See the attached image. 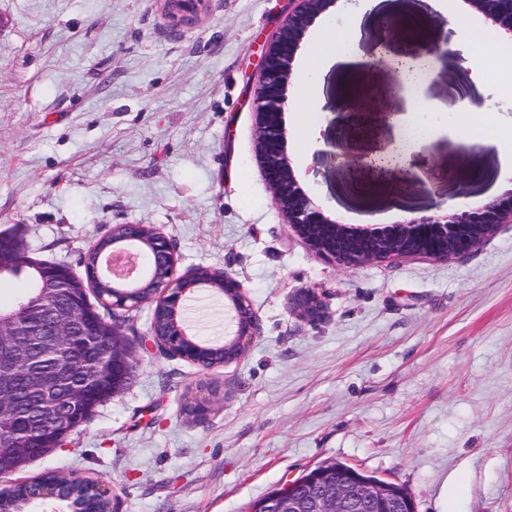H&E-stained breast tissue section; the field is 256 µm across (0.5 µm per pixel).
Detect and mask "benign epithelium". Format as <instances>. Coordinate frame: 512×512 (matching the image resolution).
<instances>
[{
    "instance_id": "1",
    "label": "benign epithelium",
    "mask_w": 512,
    "mask_h": 512,
    "mask_svg": "<svg viewBox=\"0 0 512 512\" xmlns=\"http://www.w3.org/2000/svg\"><path fill=\"white\" fill-rule=\"evenodd\" d=\"M496 28L512 35V0H469ZM336 0H296V6L266 43L259 87L255 98L257 115L256 152L265 180L289 227L320 256L345 268L395 258L425 257L443 260L465 255L478 247L500 224L512 223V193L496 198L480 209L465 210L462 204L434 215L414 217L390 225H347L327 216L306 193L297 179L287 153L283 114L288 105V85L293 62L313 21ZM379 62L393 73L391 92L401 93L417 80V62L434 60L453 81L457 69L452 53L440 40L419 37L410 40L411 49L402 54L403 27L391 16L378 23ZM407 142H395L387 153L357 156L350 152L345 134L336 141L346 181L355 184L364 168L394 174L413 193L429 190V184L408 163ZM112 262L128 261L129 269L107 273L102 264L86 270L92 284L107 276L121 281L112 297L135 305L155 304L151 324L154 347L165 355L188 359V350L198 351L199 342L189 335L181 310L186 294L204 285L202 271L177 273L178 259L172 240L144 224H119L112 228ZM30 262L16 237L0 235V274ZM210 283L227 302L235 324L225 339L222 364L241 358L250 347L256 321L240 283L224 273H208ZM76 287L66 268L43 272L40 305L27 312L25 326L13 315L0 311V427L25 419L26 432L11 444H0V481L22 469L33 459L32 445L44 431L42 411H54L57 424L75 431L81 423L73 420L76 408L121 394L132 378L135 359L121 325L100 322L86 328L89 346L97 354L96 378L78 380V373L65 358L50 367L44 351L83 325L84 317L69 306ZM322 304L315 292H301L294 310L312 320ZM317 489L309 491L300 481H291L281 490L257 502L251 512H378L389 506L396 512H412L411 498L387 482H369L355 470L340 476L336 466L326 464L316 471Z\"/></svg>"
}]
</instances>
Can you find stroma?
I'll list each match as a JSON object with an SVG mask.
<instances>
[{
	"label": "stroma",
	"instance_id": "stroma-1",
	"mask_svg": "<svg viewBox=\"0 0 512 512\" xmlns=\"http://www.w3.org/2000/svg\"><path fill=\"white\" fill-rule=\"evenodd\" d=\"M292 0H205L194 23L167 0H0V233L30 257L83 258L118 224L169 236L177 270L223 272L241 285L257 335L238 362L210 369L150 341L152 304L117 310L136 361L131 385L100 405L66 446L12 475L75 472L112 491L118 512H244L316 466L341 462L398 484L416 512H512V223L470 253L341 267L312 252L274 202L255 153L263 50ZM384 4L337 0L315 26L359 15L365 65H332L307 145L289 102L287 150L304 190L353 225L435 214L467 173L477 209L508 194L493 141L456 136L485 101L489 130L512 129V71L500 32L467 10L439 14L471 35L464 83L439 82L425 112L437 132L414 156L435 173L410 194L388 173L345 182L334 105L361 90L386 100L373 21ZM486 71L474 75L475 65ZM395 121L360 113L350 147L390 150ZM314 290L324 314L296 316ZM208 399L199 416L188 408Z\"/></svg>",
	"mask_w": 512,
	"mask_h": 512
}]
</instances>
